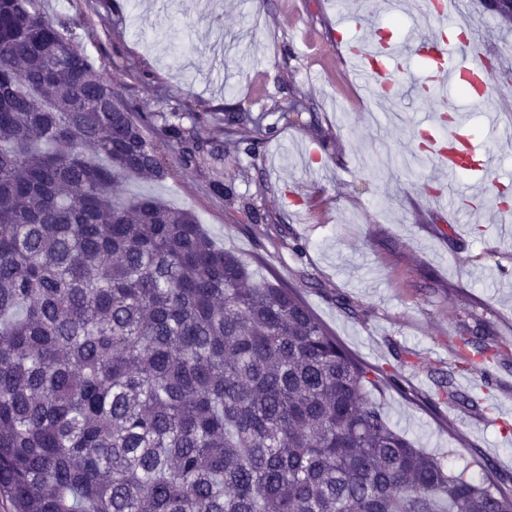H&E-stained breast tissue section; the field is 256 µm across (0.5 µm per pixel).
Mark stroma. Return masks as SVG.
I'll return each mask as SVG.
<instances>
[{
	"label": "stroma",
	"mask_w": 512,
	"mask_h": 512,
	"mask_svg": "<svg viewBox=\"0 0 512 512\" xmlns=\"http://www.w3.org/2000/svg\"><path fill=\"white\" fill-rule=\"evenodd\" d=\"M459 0L456 26L471 23L504 100L495 138L482 110L457 89L448 101L494 157L489 175L449 179L447 208L431 202L437 170L420 160V121L433 102L365 96L348 72L347 41L367 22H388L384 0H37L69 22L104 77L136 106L155 113L247 110L265 114L257 158L241 156L238 194L288 224L301 245L271 243L262 224L214 196L210 165L184 167L165 147L168 175L129 180L124 196L152 194L191 210L216 246L234 250L259 280L296 288L313 313L361 362L394 372L373 393L395 429L449 466L484 478V461L512 474V229L498 220L497 189L512 190V32L486 6ZM350 17L346 29L336 12ZM303 93L313 124L273 114L276 101ZM481 313L507 361L455 376L458 392L484 384L489 409L474 412L438 396L435 381L456 360L462 321Z\"/></svg>",
	"instance_id": "stroma-1"
}]
</instances>
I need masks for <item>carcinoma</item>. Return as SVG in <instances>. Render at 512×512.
Returning a JSON list of instances; mask_svg holds the SVG:
<instances>
[{
  "label": "carcinoma",
  "instance_id": "1",
  "mask_svg": "<svg viewBox=\"0 0 512 512\" xmlns=\"http://www.w3.org/2000/svg\"><path fill=\"white\" fill-rule=\"evenodd\" d=\"M272 111L294 125L302 96ZM148 116L64 23L0 0V494L13 512H512L395 430L353 357L295 289L257 281L162 180L164 144L198 167L263 144L264 116ZM257 136L239 137L244 130ZM294 251L288 225L273 216ZM458 365L502 356L471 315Z\"/></svg>",
  "mask_w": 512,
  "mask_h": 512
}]
</instances>
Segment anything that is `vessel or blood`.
<instances>
[{
  "instance_id": "obj_1",
  "label": "vessel or blood",
  "mask_w": 512,
  "mask_h": 512,
  "mask_svg": "<svg viewBox=\"0 0 512 512\" xmlns=\"http://www.w3.org/2000/svg\"><path fill=\"white\" fill-rule=\"evenodd\" d=\"M449 0H430L429 11L436 21L435 29L427 34L394 44L383 23H371L366 40L351 43L346 62L352 73L365 85L388 93L394 86L391 64L401 55L424 59L430 68L429 91L440 93L450 86L466 88L473 104H490L495 96L494 85L487 72L472 59L468 49L475 44V35L457 41L447 37ZM447 104L427 119L429 129L421 146L439 170L448 175L488 172L491 158L478 149L475 136L468 126L447 121Z\"/></svg>"
}]
</instances>
